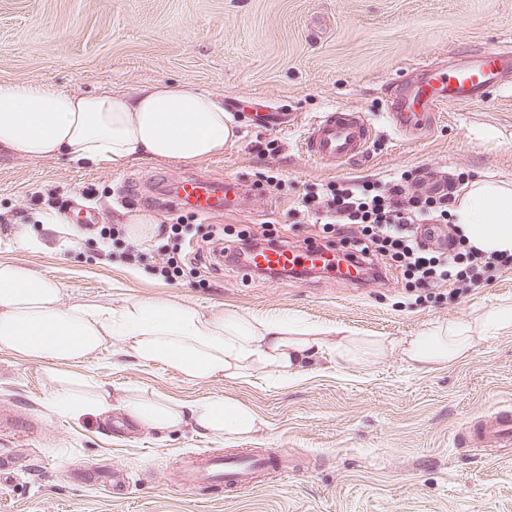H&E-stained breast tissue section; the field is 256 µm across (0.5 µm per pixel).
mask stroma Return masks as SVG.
Masks as SVG:
<instances>
[{"label": "stroma", "mask_w": 512, "mask_h": 512, "mask_svg": "<svg viewBox=\"0 0 512 512\" xmlns=\"http://www.w3.org/2000/svg\"><path fill=\"white\" fill-rule=\"evenodd\" d=\"M512 43V0H0V81L40 82L76 94L131 92L155 81H193L222 101L260 104L294 118L257 127L231 113L238 131L222 155L197 162L140 159L79 166L0 152V241L36 213L92 214L78 248L5 250L0 260L51 278L71 299L118 307L179 300L202 310L285 313L385 347L278 387L265 381L187 380L162 364L142 366L109 345L81 364L39 363L0 351V413L30 421L22 436L0 426V512H512V447L464 446L465 427L512 411V326L488 324L512 304V267L479 287L419 298L405 280L357 287L335 273L316 280L263 281L244 269H206L194 239L180 276L162 279L154 254L126 260L105 246L100 225L149 215L158 224L214 226L290 235L305 188L347 179L382 181L426 166L451 180L512 183V86L484 101L453 105L432 134L408 140L387 118L390 89L422 63L483 45ZM350 108L367 114L373 138L359 163L328 168L303 153L307 123ZM492 129L493 139L477 138ZM210 174L244 182L235 209L196 216L178 203L127 202L137 185L175 188ZM474 324L467 354L418 369L402 346L436 324ZM64 370L90 377L114 398L151 391L182 404L224 398L249 405L262 428L227 441L191 426L159 433L110 419L73 420L48 408ZM248 448L288 454L293 468L256 487L182 484L192 455Z\"/></svg>", "instance_id": "obj_1"}]
</instances>
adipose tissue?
I'll use <instances>...</instances> for the list:
<instances>
[{"instance_id":"ef3b65f1","label":"adipose tissue","mask_w":512,"mask_h":512,"mask_svg":"<svg viewBox=\"0 0 512 512\" xmlns=\"http://www.w3.org/2000/svg\"><path fill=\"white\" fill-rule=\"evenodd\" d=\"M219 99L194 82H158L135 93L76 95L44 83L0 82V149L40 161L110 162L144 157L201 161L222 154L232 133ZM454 222L475 249L512 253V188L471 186ZM141 365L166 364L192 381L247 379L261 370L280 384L298 380L315 359L334 353L337 364L354 361L373 343L354 336L330 341L319 324L285 315L202 312L195 305L150 300L115 308L73 302L59 283L12 261H0V350L38 361L80 362L112 341ZM469 326L433 328L406 341L402 352L419 366L464 356ZM51 400L60 415H109V394H80L83 379L58 374ZM129 423L166 432L189 424L199 433L239 440L261 427L248 405L220 398L186 406L157 394L127 397Z\"/></svg>"}]
</instances>
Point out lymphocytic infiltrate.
<instances>
[{
	"mask_svg": "<svg viewBox=\"0 0 512 512\" xmlns=\"http://www.w3.org/2000/svg\"><path fill=\"white\" fill-rule=\"evenodd\" d=\"M457 201L455 186L422 167L379 183L354 179L327 184L303 194L297 211L307 224L329 233L326 247L336 248L354 268L357 284H381L396 271L431 293L447 286L472 287L512 265L511 253L476 250L449 223ZM199 232V225L182 224L172 232L159 229L151 238L149 249L162 259L159 273L164 279L178 277L182 246ZM274 244L285 247L289 240L245 233L230 244L212 247L210 261L218 270L241 268L253 249Z\"/></svg>",
	"mask_w": 512,
	"mask_h": 512,
	"instance_id": "1",
	"label": "lymphocytic infiltrate"
}]
</instances>
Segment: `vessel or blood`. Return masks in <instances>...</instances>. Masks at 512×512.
<instances>
[{
  "mask_svg": "<svg viewBox=\"0 0 512 512\" xmlns=\"http://www.w3.org/2000/svg\"><path fill=\"white\" fill-rule=\"evenodd\" d=\"M512 73V49L503 46L477 47L459 63L444 71L424 68L413 81L399 84L391 93L387 112L392 129L417 139L434 130L444 105L483 101L488 89L503 85ZM372 127L365 113L333 109L311 121L301 147L312 160L336 168L362 161L368 152ZM223 184L208 175H197L181 184L182 199L197 213L215 210L213 201ZM465 441L473 448L512 446V413L498 411L469 429ZM263 460L243 452L231 457L207 456L188 465L183 480H224L232 486H251Z\"/></svg>",
  "mask_w": 512,
  "mask_h": 512,
  "instance_id": "vessel-or-blood-1",
  "label": "vessel or blood"
}]
</instances>
